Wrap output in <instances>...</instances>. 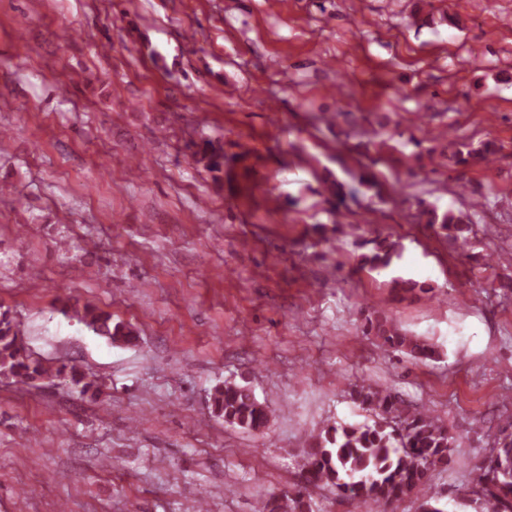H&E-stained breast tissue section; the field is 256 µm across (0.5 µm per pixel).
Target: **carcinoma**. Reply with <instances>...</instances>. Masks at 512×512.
I'll return each mask as SVG.
<instances>
[{
	"label": "carcinoma",
	"instance_id": "obj_1",
	"mask_svg": "<svg viewBox=\"0 0 512 512\" xmlns=\"http://www.w3.org/2000/svg\"><path fill=\"white\" fill-rule=\"evenodd\" d=\"M435 138L446 141L440 153L442 165L451 161L457 166H489L499 151L494 141L478 149H469L450 135ZM195 161L210 171L224 165V151L210 141L195 152ZM412 218L434 234L448 239L453 249L465 254L472 231L471 216L451 209H437L418 203ZM400 252L396 241L384 239L376 244V252L364 257L372 269L386 268ZM392 288L404 293L429 294L432 287L409 280H395ZM75 317L109 343L132 344L137 332L129 324L112 323V314L85 303L69 306ZM363 333L380 339L390 352H405L417 358L432 359L434 346L408 334L383 308H371ZM0 374L24 379L63 377L86 392L93 383L75 365L53 367L32 357L27 351L17 325L8 313H0ZM352 398L364 409L372 411L373 424L333 425L321 431L304 450L301 470L306 484L294 491H283L261 497L255 512H319L312 495L315 491L336 492L359 502H373L385 508L405 498L422 499V512H445L440 497L432 488V472L448 466L452 436L448 427L427 410H419L386 388L372 384L354 385ZM214 409L224 422L250 431L260 432L271 420L268 406L258 400L247 381L226 379L211 394ZM478 490L466 491L460 503L475 512H512V423L498 428L492 448L477 478Z\"/></svg>",
	"mask_w": 512,
	"mask_h": 512
}]
</instances>
